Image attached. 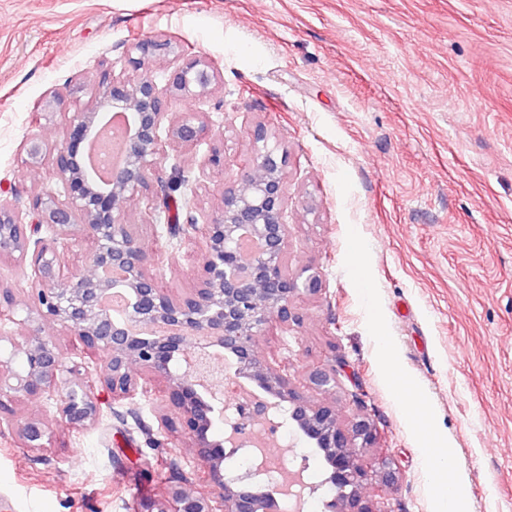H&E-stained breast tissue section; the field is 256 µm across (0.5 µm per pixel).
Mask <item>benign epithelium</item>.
I'll list each match as a JSON object with an SVG mask.
<instances>
[{
    "mask_svg": "<svg viewBox=\"0 0 512 512\" xmlns=\"http://www.w3.org/2000/svg\"><path fill=\"white\" fill-rule=\"evenodd\" d=\"M128 54L133 64L170 55L182 62L163 85L103 74L95 111L70 112L58 95L44 99L41 117L60 118L64 140L52 148L31 133L23 144L27 168L35 171L51 160L57 186L36 193L30 203L32 223L46 227L50 237L32 240V223L0 200V260L29 268L39 286L28 321H58L101 356L107 374L101 378L87 366L66 365L61 347L35 334V327L21 342L3 334L0 343H9L10 350L0 352V413L14 400L47 397L68 428L91 429L100 418L97 387L104 385L118 397L130 394L135 364L165 381L167 403L179 411L208 473L205 489L192 499L182 498L176 488L164 492V499L180 504L179 512H304L317 487L305 481L301 468L271 467L268 448L275 443L253 431L255 425L284 423L329 467L324 485L331 499L325 512H387L364 504L360 496L366 473L357 458L377 440L371 415L349 429L341 427L332 407L300 397L281 371L255 351L256 338L271 320L288 324L294 300L317 291V276L288 273L287 151L267 125L241 126L250 147L248 170L222 189L216 210L204 223L180 228L188 241L203 239L199 274L185 293L165 292L153 272L160 258L132 231L126 204L157 193V164L173 145L193 146L209 137L214 143L202 170L224 168V133L212 132L205 113L184 112L173 119L168 112L174 101L206 98L218 69L211 61L186 56L170 39H139L129 45ZM101 110L134 113L124 161L108 167L104 187L90 178L85 160V145L98 134ZM74 236L91 244L85 257L91 274H77L72 287L59 289L55 283L65 267L64 250ZM115 292L126 300L121 321L104 304ZM16 305L14 289L0 284V314L12 315ZM213 348L233 364L237 388L246 398V409L237 410L236 418L226 415ZM311 380L326 389L336 384V370L317 369ZM218 415L224 418V433L216 437L212 428ZM5 425L26 447H42V420H7ZM227 448L246 453L250 466L239 473L227 469ZM381 482L385 495L397 490L398 467L390 458L382 461Z\"/></svg>",
    "mask_w": 512,
    "mask_h": 512,
    "instance_id": "benign-epithelium-1",
    "label": "benign epithelium"
}]
</instances>
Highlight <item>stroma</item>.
<instances>
[{"mask_svg": "<svg viewBox=\"0 0 512 512\" xmlns=\"http://www.w3.org/2000/svg\"><path fill=\"white\" fill-rule=\"evenodd\" d=\"M164 36L219 70L210 98L173 111L223 130L225 182L245 172L243 121L288 151V270L321 279L258 352L292 362L291 387L342 425L374 414L365 500L389 456L394 512H436L417 403L457 458L463 512H512V0H0V198L25 213L55 185L51 165L22 163L32 131L63 140L60 122L34 124L40 102L90 110L101 71L161 74L165 61L135 68L126 49ZM210 146L169 149L157 176L200 179ZM127 210L167 254L160 286L191 287L201 241L162 233L148 199ZM0 281L18 300L7 330L24 336L35 285L11 263ZM331 367L335 386L310 383ZM136 380L121 399L99 387L101 420L84 431L50 400L13 402L15 420L42 418L47 435L39 448L0 435V512H151L166 486L201 481L187 436L160 423L161 383Z\"/></svg>", "mask_w": 512, "mask_h": 512, "instance_id": "35a3bbf8", "label": "stroma"}]
</instances>
